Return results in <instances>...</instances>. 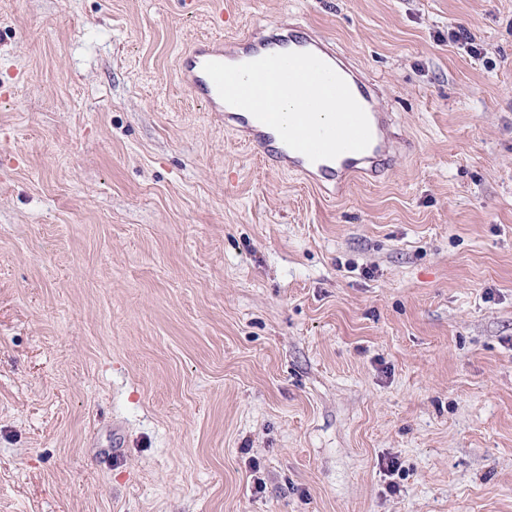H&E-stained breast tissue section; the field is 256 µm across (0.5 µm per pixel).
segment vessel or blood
Masks as SVG:
<instances>
[{"label":"vessel or blood","instance_id":"obj_1","mask_svg":"<svg viewBox=\"0 0 512 512\" xmlns=\"http://www.w3.org/2000/svg\"><path fill=\"white\" fill-rule=\"evenodd\" d=\"M286 52H310L331 66L347 83L352 95L365 111L372 134L369 146L361 152H345L333 159L311 161L304 154L282 145L278 133L247 112H233L225 107L204 66L245 56L254 61L267 55ZM178 74L196 101L223 122L236 136L260 155L268 169L296 171L310 175L326 195L339 192L348 177L378 175L401 135L392 132L390 114L380 112L375 102V89L361 78L346 57L319 36L300 37L294 32L273 26L246 33L231 43L201 39L179 57Z\"/></svg>","mask_w":512,"mask_h":512}]
</instances>
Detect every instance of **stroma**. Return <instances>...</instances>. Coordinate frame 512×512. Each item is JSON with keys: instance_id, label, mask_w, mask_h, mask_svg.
Segmentation results:
<instances>
[{"instance_id": "35a3bbf8", "label": "stroma", "mask_w": 512, "mask_h": 512, "mask_svg": "<svg viewBox=\"0 0 512 512\" xmlns=\"http://www.w3.org/2000/svg\"><path fill=\"white\" fill-rule=\"evenodd\" d=\"M213 2L0 0V512H512V0ZM280 23L414 142L375 183L181 81ZM286 52L313 53L346 81L370 124L372 139L364 151L344 152L334 159L313 162L288 147L274 129L258 121L249 112H233L226 105L224 107L213 81L204 71L207 62L224 63V58L234 59L241 56L240 53L246 57V62H250ZM177 67L180 79L188 85L196 101L224 122L225 129H231L241 141L252 146L269 170L310 175L326 195L335 196L350 176L367 173L378 176L381 172L379 167L390 156L396 143L406 146L408 150L414 148L411 142L390 130L393 119L389 113L379 112L373 85L362 79L346 57L319 36L304 38L295 35L293 30L273 26L248 32L227 43L225 52L223 41L200 39L180 55Z\"/></svg>"}]
</instances>
